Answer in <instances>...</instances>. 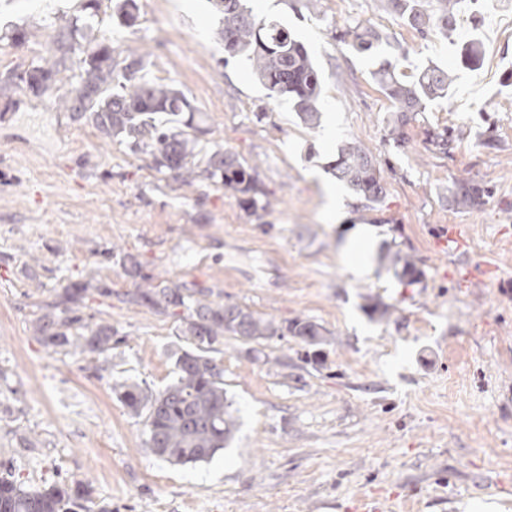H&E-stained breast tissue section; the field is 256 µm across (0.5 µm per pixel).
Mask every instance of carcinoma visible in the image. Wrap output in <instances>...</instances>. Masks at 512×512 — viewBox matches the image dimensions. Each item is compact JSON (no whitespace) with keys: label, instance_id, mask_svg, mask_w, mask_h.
Masks as SVG:
<instances>
[{"label":"carcinoma","instance_id":"obj_1","mask_svg":"<svg viewBox=\"0 0 512 512\" xmlns=\"http://www.w3.org/2000/svg\"><path fill=\"white\" fill-rule=\"evenodd\" d=\"M212 2L216 11L223 14L224 27L219 35L224 41V54L245 58L271 99L288 101L303 124L316 127L324 79L296 34L276 20L257 15L247 6V0ZM390 2L393 10L424 37L431 31L448 34L460 0H441L437 12L427 11L425 0ZM137 12V0H120L116 5V16L123 25H132ZM96 17L91 13L81 23L70 22L54 39L51 56L14 74V78L33 92L44 93L56 85L61 72L70 69L72 55L89 45L82 60L79 86L73 90L75 96H61L76 119L90 121L104 138L117 139L135 153H150L159 173H169L184 183L201 177L220 182L246 196L242 204L252 213L266 210L270 201L256 198V168L237 154L218 146L209 153L204 166L194 162L192 143L200 128L188 97L173 85L145 79L141 58L134 53L118 62L112 45L93 42ZM337 38L359 52H370L388 43L387 37L363 22L343 25ZM372 78L395 107L389 134L402 145L404 126L425 111L429 102L448 96L453 69L434 65L408 76L399 60L382 54ZM160 112L183 115L182 126L164 128L156 124L155 115ZM330 170L337 181L367 201L377 202L384 194L378 160L356 139L337 146ZM448 193L456 207L473 209L483 204L488 189L472 181L456 180ZM389 259L399 268L398 278L405 284L420 280L414 255L399 250ZM89 288L87 282L68 286L62 300L36 320L34 330L45 344L65 354L79 351L107 358L120 340H112L111 326L101 324L93 330L79 314ZM132 301L164 309L181 307L186 312L181 317V334L192 348L174 353L175 378L171 384L158 392L133 382L112 384V392L130 413L145 416L148 447L174 465L211 460L226 448L236 431L232 403L224 391L223 362L212 356L215 345L224 337L258 342L289 335L313 347L324 342L325 329L310 319L280 324L237 304L204 302L185 282L161 281L136 293ZM89 502L82 482L26 488L10 470L0 471V512H92Z\"/></svg>","mask_w":512,"mask_h":512}]
</instances>
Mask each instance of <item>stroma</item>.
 Returning <instances> with one entry per match:
<instances>
[{"label":"stroma","mask_w":512,"mask_h":512,"mask_svg":"<svg viewBox=\"0 0 512 512\" xmlns=\"http://www.w3.org/2000/svg\"><path fill=\"white\" fill-rule=\"evenodd\" d=\"M85 5L0 0V463L29 487L86 482L112 512H355L363 495L388 512H512V0H461L447 35L427 37L388 0H251L297 33L325 78L314 129L269 98L246 60L225 59L211 0H138L130 28L113 20V0H97L98 37L135 49L147 79L196 107V160L219 144L257 165L272 205L255 214L223 184L179 185L151 155L104 139L62 90L4 84ZM354 20L406 52V73L455 70L447 97L405 126L404 146L389 136L393 105L370 58L335 38ZM474 38L471 70L459 57ZM446 128L444 153L431 135ZM351 138L381 165V201L328 170ZM458 178L489 188L479 208L451 203ZM396 250L417 257L418 283L399 281ZM118 251L138 257L139 277ZM165 279L326 331L314 349L224 338L239 426L205 463L156 456L112 392L118 379L158 391L174 378L172 353L187 344L177 316L129 300ZM71 281L91 282L83 316L120 340L110 372L33 332Z\"/></svg>","instance_id":"stroma-1"}]
</instances>
